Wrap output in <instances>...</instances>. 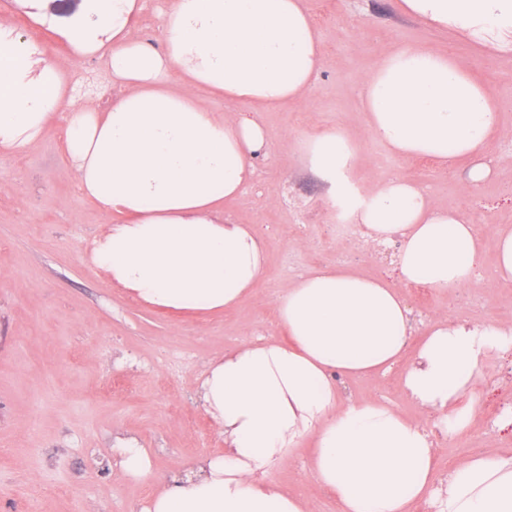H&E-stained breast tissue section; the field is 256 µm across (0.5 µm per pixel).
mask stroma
Listing matches in <instances>:
<instances>
[{
	"instance_id": "stroma-1",
	"label": "stroma",
	"mask_w": 512,
	"mask_h": 512,
	"mask_svg": "<svg viewBox=\"0 0 512 512\" xmlns=\"http://www.w3.org/2000/svg\"><path fill=\"white\" fill-rule=\"evenodd\" d=\"M80 0H42L40 18L19 27L50 59L66 62L77 101L107 111L118 91L107 60L66 53L59 29ZM326 54L307 102L261 113L267 154L244 194L225 206L238 224L262 230L266 270L250 297L209 315L150 308L112 286L92 262L94 240L112 214L85 199L60 150L69 112L60 109L41 139L0 155V512H142L160 483L188 463L224 448L203 405L201 381L211 360L259 337H281L274 300L299 275L346 264L385 277L399 238L381 250L336 234L329 185L309 165L307 128L340 130L360 144L352 170L358 193L393 176L430 188L435 203L466 213L484 243L482 270L491 276L495 232L512 225V140L497 138L486 183H467V167L441 170L403 158L370 140L359 110L360 79L396 46L425 44L467 60L501 102L512 131V53L490 56L446 32L399 14L394 0H308ZM413 322L447 315L512 323V288L409 294ZM403 365L373 379L344 378L342 400L391 402L412 419L421 409L402 392ZM135 440L147 449L148 475H124L113 453ZM512 451V432L479 417L457 439L440 440L437 476L468 457ZM268 482L309 498L317 512L336 503L306 470L305 454L273 467ZM46 493L34 496L31 485Z\"/></svg>"
}]
</instances>
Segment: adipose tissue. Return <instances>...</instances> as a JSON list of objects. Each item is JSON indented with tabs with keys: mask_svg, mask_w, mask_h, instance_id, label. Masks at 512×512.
Instances as JSON below:
<instances>
[{
	"mask_svg": "<svg viewBox=\"0 0 512 512\" xmlns=\"http://www.w3.org/2000/svg\"><path fill=\"white\" fill-rule=\"evenodd\" d=\"M142 0H81L62 36L79 55L108 60L122 93L97 112L74 104L69 69L0 24V153L36 143L69 107L63 153L84 195L122 214L96 240L92 260L134 300L178 313L240 303L265 267L254 228L226 218L224 203L251 184L267 149L257 118L211 112L195 90L274 108L303 101L324 65L306 0H170L162 44L133 34ZM427 27L452 30L490 55L512 52V0H397ZM370 137L403 157L441 167L471 160L469 185L492 174L482 160L499 133L498 104L462 60L413 46L382 57L361 81ZM305 148L332 185L337 208L368 241L399 237L397 281L347 268L300 276L277 297L286 340L260 339L210 364L205 411L224 438L221 453L192 463L143 512H314L312 503L265 481L303 440L311 478L339 512H512V454L488 452L434 478L430 428L461 432L478 403L473 384L490 354L512 353L511 322L438 317L404 375L405 394L427 418H405L381 401L340 403L337 375L374 378L397 365L415 329L404 286L447 291L480 280V234L428 189L395 176L365 196L347 174L359 151L340 132Z\"/></svg>",
	"mask_w": 512,
	"mask_h": 512,
	"instance_id": "ef3b65f1",
	"label": "adipose tissue"
}]
</instances>
